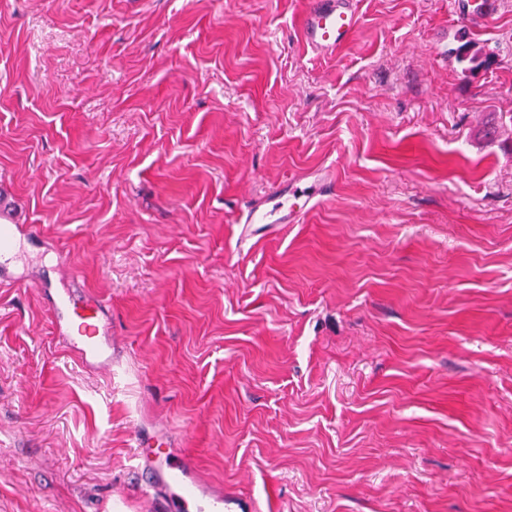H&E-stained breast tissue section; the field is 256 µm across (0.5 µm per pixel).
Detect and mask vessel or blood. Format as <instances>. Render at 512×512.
Here are the masks:
<instances>
[{"label":"vessel or blood","instance_id":"1","mask_svg":"<svg viewBox=\"0 0 512 512\" xmlns=\"http://www.w3.org/2000/svg\"><path fill=\"white\" fill-rule=\"evenodd\" d=\"M359 15L355 0H314L301 22L305 45L317 55L335 54L352 36ZM330 181L304 185L288 182L273 190L258 205L239 217L243 224H292L299 203L318 204L327 196ZM22 228L0 225V286L13 284L17 254L13 248ZM50 309L55 332L74 351L82 364L94 369L112 367L111 320L103 301L87 296L79 288H68L52 296ZM155 460L142 466L140 488L154 512H251L249 501L205 491L190 460L171 458L156 449Z\"/></svg>","mask_w":512,"mask_h":512}]
</instances>
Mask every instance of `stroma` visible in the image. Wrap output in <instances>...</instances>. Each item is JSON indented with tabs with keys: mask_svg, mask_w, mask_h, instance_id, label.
<instances>
[{
	"mask_svg": "<svg viewBox=\"0 0 512 512\" xmlns=\"http://www.w3.org/2000/svg\"><path fill=\"white\" fill-rule=\"evenodd\" d=\"M309 2L0 0V218L41 238L0 289V512H152L137 435L256 512H512V0H357L329 57ZM331 180L298 185L290 181L280 189L273 190L259 205L248 207L238 219V224H294L298 218V200L311 207L328 195ZM50 309L57 336H61L82 364L112 369L111 320L103 301L79 288H67L51 296Z\"/></svg>",
	"mask_w": 512,
	"mask_h": 512,
	"instance_id": "stroma-1",
	"label": "stroma"
}]
</instances>
